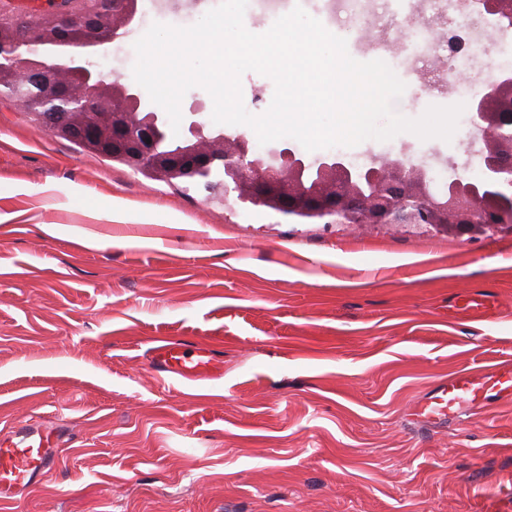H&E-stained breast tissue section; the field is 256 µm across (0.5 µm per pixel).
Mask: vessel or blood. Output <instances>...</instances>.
I'll return each instance as SVG.
<instances>
[{"label": "vessel or blood", "mask_w": 512, "mask_h": 512, "mask_svg": "<svg viewBox=\"0 0 512 512\" xmlns=\"http://www.w3.org/2000/svg\"><path fill=\"white\" fill-rule=\"evenodd\" d=\"M455 308L475 322L498 318L495 301L469 295L459 297ZM155 374L185 382H212L223 378L224 365L213 350L187 342L163 340L151 350ZM512 397V369L487 366L482 374H460L441 382L421 405V415L430 421L452 417L463 408L485 400L488 392ZM61 437L37 421L18 423L12 437L0 442V500L36 487L56 464ZM497 493L479 497L473 512H512V473Z\"/></svg>", "instance_id": "obj_1"}]
</instances>
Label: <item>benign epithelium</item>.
Returning a JSON list of instances; mask_svg holds the SVG:
<instances>
[{
  "label": "benign epithelium",
  "mask_w": 512,
  "mask_h": 512,
  "mask_svg": "<svg viewBox=\"0 0 512 512\" xmlns=\"http://www.w3.org/2000/svg\"><path fill=\"white\" fill-rule=\"evenodd\" d=\"M485 36L496 38L499 24L512 21V0H480ZM53 10H34L5 18L0 30V88L62 137L80 133L84 147L112 143V156L128 167L167 182L202 179L223 171L219 181L205 182L207 200L224 202L231 194L255 207H267L292 219L326 224L426 226L452 235L512 232V210L496 198L504 193L503 174H512V115L496 111L512 94V70L502 69L480 85L469 101V123L482 142L479 175L450 177L434 186L422 166L399 157H383L362 167L340 154L306 162L283 147L262 154L243 133L212 131L197 103L188 109L184 147L159 156L156 144L166 124L162 110L144 109L140 93L116 78L105 80L95 56L122 40L137 19V0H52Z\"/></svg>",
  "instance_id": "1"
}]
</instances>
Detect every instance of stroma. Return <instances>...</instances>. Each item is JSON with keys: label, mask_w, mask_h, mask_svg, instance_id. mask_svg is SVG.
I'll return each instance as SVG.
<instances>
[{"label": "stroma", "mask_w": 512, "mask_h": 512, "mask_svg": "<svg viewBox=\"0 0 512 512\" xmlns=\"http://www.w3.org/2000/svg\"><path fill=\"white\" fill-rule=\"evenodd\" d=\"M152 2L97 57L106 78L132 82L152 23L191 26L220 0ZM481 147L463 117L448 143L404 134L343 154L473 178ZM86 191L124 220L90 215ZM0 213V441L29 419L64 431L53 470L0 512H470L512 472V401L414 414L457 372L512 366V233L213 204L1 96ZM466 294L494 299L498 320L449 318ZM157 338L209 345L223 379L159 381Z\"/></svg>", "instance_id": "35a3bbf8"}]
</instances>
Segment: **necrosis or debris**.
<instances>
[{"mask_svg":"<svg viewBox=\"0 0 512 512\" xmlns=\"http://www.w3.org/2000/svg\"><path fill=\"white\" fill-rule=\"evenodd\" d=\"M463 0H248L247 9L268 22L290 12L295 4L311 5L327 28L339 18L352 24L371 22L380 29L402 28L399 42H381L372 47L377 56L391 58L406 77L418 69H431L433 61L466 62L474 54L494 55L497 46L484 37V18L470 10L465 22H456ZM445 23L444 36H436L438 23Z\"/></svg>","mask_w":512,"mask_h":512,"instance_id":"necrosis-or-debris-1","label":"necrosis or debris"}]
</instances>
